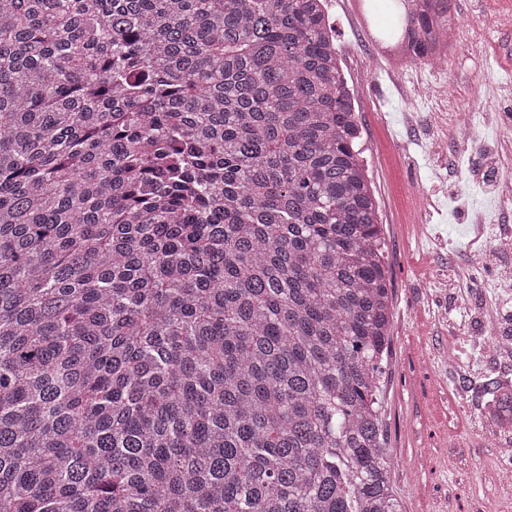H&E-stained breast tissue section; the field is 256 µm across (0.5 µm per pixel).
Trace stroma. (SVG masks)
Segmentation results:
<instances>
[{
    "mask_svg": "<svg viewBox=\"0 0 512 512\" xmlns=\"http://www.w3.org/2000/svg\"><path fill=\"white\" fill-rule=\"evenodd\" d=\"M330 20L362 131L367 175L384 226L393 291L391 344L381 374L392 483L404 512H512V473L501 462L512 420L490 422L485 384L512 378V344L489 337L487 312H512L497 271L512 265L497 225H512V12L497 0H450L459 47L438 71L383 67L348 0ZM440 88L422 99L418 84ZM484 85L474 97V84ZM416 113L409 122L408 113ZM474 122V137L434 148L447 117ZM432 205L421 233L405 223L413 196ZM486 264L468 271L473 252Z\"/></svg>",
    "mask_w": 512,
    "mask_h": 512,
    "instance_id": "obj_1",
    "label": "stroma"
}]
</instances>
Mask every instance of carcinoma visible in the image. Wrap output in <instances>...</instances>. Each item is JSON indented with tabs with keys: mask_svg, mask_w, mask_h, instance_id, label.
<instances>
[{
	"mask_svg": "<svg viewBox=\"0 0 512 512\" xmlns=\"http://www.w3.org/2000/svg\"><path fill=\"white\" fill-rule=\"evenodd\" d=\"M401 2L441 63L449 0ZM330 30L321 0H0V512H403Z\"/></svg>",
	"mask_w": 512,
	"mask_h": 512,
	"instance_id": "cac0c4a2",
	"label": "carcinoma"
}]
</instances>
